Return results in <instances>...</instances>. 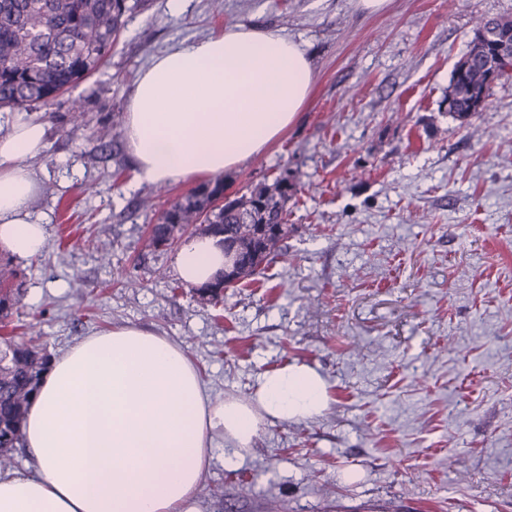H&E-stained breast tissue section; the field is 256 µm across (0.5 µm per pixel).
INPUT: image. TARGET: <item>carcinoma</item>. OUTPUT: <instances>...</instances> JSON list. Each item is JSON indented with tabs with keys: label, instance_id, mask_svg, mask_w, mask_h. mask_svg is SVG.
Listing matches in <instances>:
<instances>
[{
	"label": "carcinoma",
	"instance_id": "obj_1",
	"mask_svg": "<svg viewBox=\"0 0 512 512\" xmlns=\"http://www.w3.org/2000/svg\"><path fill=\"white\" fill-rule=\"evenodd\" d=\"M139 0H0V109L53 105L108 60ZM512 18L483 20L471 48L454 65L448 85V113L465 120L480 111L492 85L512 72ZM296 192L282 171L239 197L224 201L220 176L171 201L150 225L147 246L166 253L197 235L224 237L241 258L235 282L255 280L281 255L288 238V201ZM253 232L244 235L241 226ZM24 272L0 259V328L6 329L23 297ZM214 304L224 302V284L198 289ZM0 356V465L22 443L21 426L52 359L47 347L4 338Z\"/></svg>",
	"mask_w": 512,
	"mask_h": 512
}]
</instances>
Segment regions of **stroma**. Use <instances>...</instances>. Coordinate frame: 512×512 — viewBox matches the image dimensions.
Here are the masks:
<instances>
[{
    "mask_svg": "<svg viewBox=\"0 0 512 512\" xmlns=\"http://www.w3.org/2000/svg\"><path fill=\"white\" fill-rule=\"evenodd\" d=\"M512 0H147L107 63L39 108L32 167L45 251L23 261L14 324L59 354L123 325L180 345L211 400H251L297 361L328 384L313 419L269 421L244 460L215 439L203 512H512V76L466 120L448 112L478 18ZM236 25L299 42L316 80L276 143L224 172L234 199L288 171L283 260L262 286L203 301L146 228L192 185H139L123 136L138 71ZM84 104L73 115V100ZM112 250L110 264L99 259Z\"/></svg>",
    "mask_w": 512,
    "mask_h": 512,
    "instance_id": "35a3bbf8",
    "label": "stroma"
}]
</instances>
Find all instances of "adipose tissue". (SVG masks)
I'll use <instances>...</instances> for the list:
<instances>
[{"label": "adipose tissue", "instance_id": "adipose-tissue-1", "mask_svg": "<svg viewBox=\"0 0 512 512\" xmlns=\"http://www.w3.org/2000/svg\"><path fill=\"white\" fill-rule=\"evenodd\" d=\"M315 73L277 32L238 26L152 58L128 99L123 133L137 183L171 184L231 170L277 140L305 106ZM0 135V252L22 261L47 245L30 163L44 123L16 116ZM224 268L206 235L175 269L200 286ZM327 383L292 362L264 372L253 401H212L183 349L134 326L81 338L53 359L22 426L28 473L0 474V512H201L200 482L215 438L240 460L261 424L320 415Z\"/></svg>", "mask_w": 512, "mask_h": 512}]
</instances>
